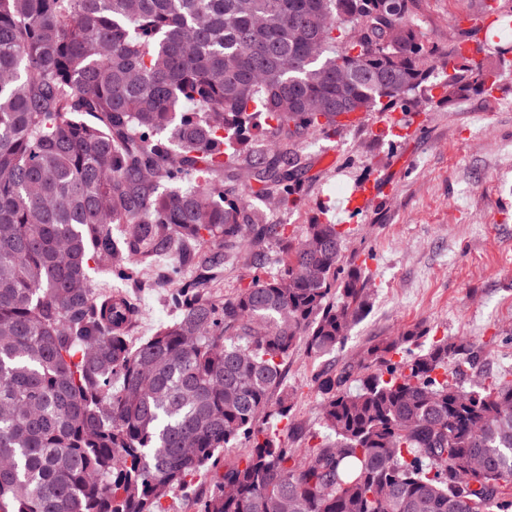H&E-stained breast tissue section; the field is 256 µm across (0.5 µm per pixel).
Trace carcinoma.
I'll use <instances>...</instances> for the list:
<instances>
[{
	"mask_svg": "<svg viewBox=\"0 0 512 512\" xmlns=\"http://www.w3.org/2000/svg\"><path fill=\"white\" fill-rule=\"evenodd\" d=\"M413 7L0 0V512H170L226 448L245 452L195 512H512V369L468 383L484 343L415 353L407 330L314 370L327 436L298 446L286 361L346 344L366 279L338 225L297 236L246 201L301 205L306 135L500 81L462 46L506 61L512 0H483L492 24H456L445 54ZM271 236L277 272L219 293ZM171 252L174 318L135 345L138 305L91 273L134 281ZM251 272L243 266L242 261L233 264H224V278L219 284L218 290L224 295L235 292L240 286L250 281Z\"/></svg>",
	"mask_w": 512,
	"mask_h": 512,
	"instance_id": "obj_1",
	"label": "carcinoma"
}]
</instances>
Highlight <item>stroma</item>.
<instances>
[{"mask_svg": "<svg viewBox=\"0 0 512 512\" xmlns=\"http://www.w3.org/2000/svg\"><path fill=\"white\" fill-rule=\"evenodd\" d=\"M478 7L479 0H416L415 22L444 47L452 23ZM386 118L361 113L334 138L304 136L303 203L269 216L300 230L329 206V219L347 232L342 264L365 266L370 306L345 346L323 364L341 368L369 343L417 330L424 346L434 336L490 342L491 370L512 368V74L491 94L411 114L409 129L388 131ZM339 180L346 190L328 193V184ZM367 183L375 195L349 217L343 210L349 189ZM164 269L154 265L145 287L92 276L96 289L136 300L133 341L172 316ZM313 368L301 349L286 365L294 420L309 434L321 431L309 386Z\"/></svg>", "mask_w": 512, "mask_h": 512, "instance_id": "1", "label": "stroma"}]
</instances>
